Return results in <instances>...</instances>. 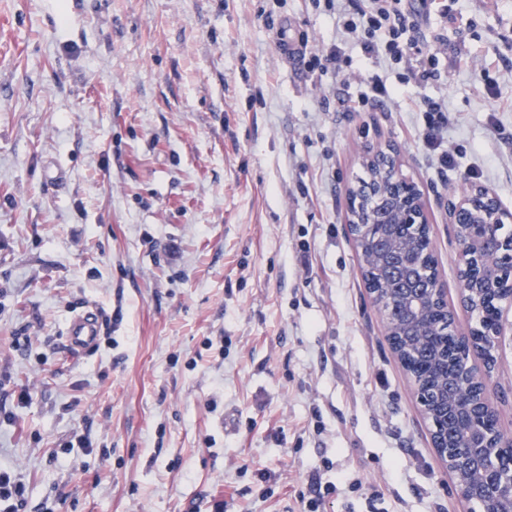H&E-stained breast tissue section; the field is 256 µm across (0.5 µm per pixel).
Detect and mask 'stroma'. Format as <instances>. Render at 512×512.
<instances>
[{"label": "stroma", "mask_w": 512, "mask_h": 512, "mask_svg": "<svg viewBox=\"0 0 512 512\" xmlns=\"http://www.w3.org/2000/svg\"><path fill=\"white\" fill-rule=\"evenodd\" d=\"M412 4L443 40L436 80L346 106L397 69L353 41L343 76L279 52L338 36L314 0H0V468L21 512H468L431 444L347 230L367 148L390 145L430 212L455 327L465 187L512 210V110L456 68L498 54L512 0ZM448 102L444 148L417 137ZM103 322L69 348L74 313ZM490 385L512 437V312ZM363 491H349L352 480ZM361 85L365 89L360 90L354 99H350L354 103L353 109L358 112L374 109L379 99H390L398 91L397 88L388 87L377 74L361 76Z\"/></svg>", "instance_id": "stroma-1"}]
</instances>
